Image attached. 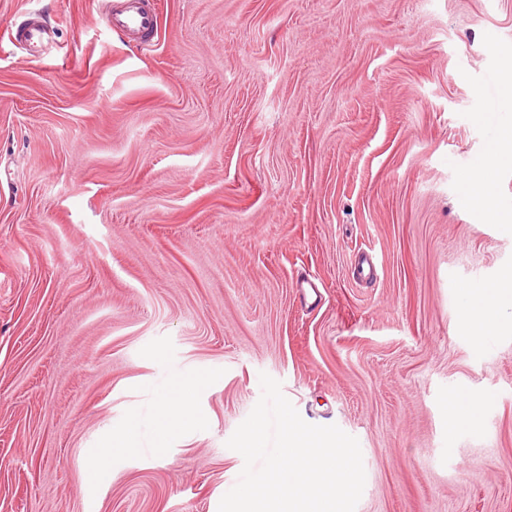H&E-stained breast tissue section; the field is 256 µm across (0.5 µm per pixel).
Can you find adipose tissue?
I'll use <instances>...</instances> for the list:
<instances>
[{"label":"adipose tissue","instance_id":"ef3b65f1","mask_svg":"<svg viewBox=\"0 0 512 512\" xmlns=\"http://www.w3.org/2000/svg\"><path fill=\"white\" fill-rule=\"evenodd\" d=\"M512 163V135H502L496 145L475 166L466 180L462 195L465 204H477L481 217L500 221L501 215L493 192V174ZM464 328L477 342L494 336L506 322L503 311L512 309V271H505L493 282L469 285L462 290Z\"/></svg>","mask_w":512,"mask_h":512}]
</instances>
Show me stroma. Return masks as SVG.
I'll list each match as a JSON object with an SVG mask.
<instances>
[{
	"label": "stroma",
	"mask_w": 512,
	"mask_h": 512,
	"mask_svg": "<svg viewBox=\"0 0 512 512\" xmlns=\"http://www.w3.org/2000/svg\"><path fill=\"white\" fill-rule=\"evenodd\" d=\"M147 6L144 45L108 0H0V512H218L264 373L357 438L356 512H512V328L476 345L458 299L512 269L460 201L512 0ZM8 37L10 42L23 46L33 55H41L54 40L55 33L39 21L26 19L11 24ZM191 391V386H184L176 394L169 392L160 396L158 407L163 427L171 426L178 419L191 397ZM482 395L458 397L452 396L450 400V417L454 426H474L479 421Z\"/></svg>",
	"instance_id": "stroma-1"
}]
</instances>
